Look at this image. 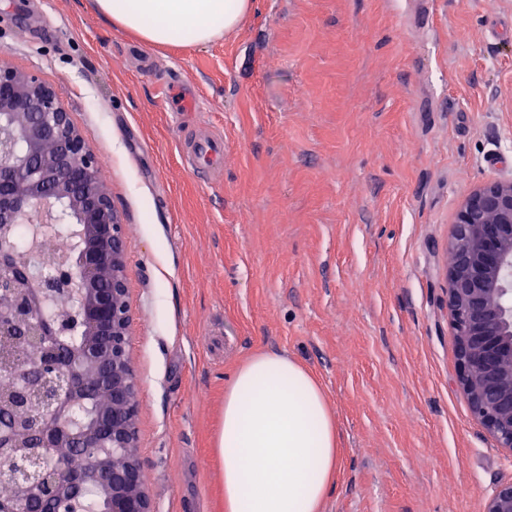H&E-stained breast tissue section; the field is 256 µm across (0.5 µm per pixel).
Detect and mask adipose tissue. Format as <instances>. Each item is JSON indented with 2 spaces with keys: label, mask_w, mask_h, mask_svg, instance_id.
<instances>
[{
  "label": "adipose tissue",
  "mask_w": 512,
  "mask_h": 512,
  "mask_svg": "<svg viewBox=\"0 0 512 512\" xmlns=\"http://www.w3.org/2000/svg\"><path fill=\"white\" fill-rule=\"evenodd\" d=\"M250 0H92L113 27L150 45H205L237 25ZM224 512H322L342 465L336 418L299 362L259 352L224 392L215 442Z\"/></svg>",
  "instance_id": "adipose-tissue-1"
}]
</instances>
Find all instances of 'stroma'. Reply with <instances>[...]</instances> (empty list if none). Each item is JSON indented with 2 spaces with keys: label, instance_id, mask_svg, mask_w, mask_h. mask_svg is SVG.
<instances>
[{
  "label": "stroma",
  "instance_id": "35a3bbf8",
  "mask_svg": "<svg viewBox=\"0 0 512 512\" xmlns=\"http://www.w3.org/2000/svg\"><path fill=\"white\" fill-rule=\"evenodd\" d=\"M126 226L139 446L158 512H224L213 439L254 353L307 367L343 461L322 512H483L512 451L457 379L448 244L512 178V0H252L154 47L90 0H0ZM222 136L223 172L183 160Z\"/></svg>",
  "mask_w": 512,
  "mask_h": 512
}]
</instances>
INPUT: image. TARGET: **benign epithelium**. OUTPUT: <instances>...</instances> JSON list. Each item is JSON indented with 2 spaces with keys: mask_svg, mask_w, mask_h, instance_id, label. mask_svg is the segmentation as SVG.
Segmentation results:
<instances>
[{
  "mask_svg": "<svg viewBox=\"0 0 512 512\" xmlns=\"http://www.w3.org/2000/svg\"><path fill=\"white\" fill-rule=\"evenodd\" d=\"M0 224H30V241L0 238V368L23 379L16 397L36 417L0 431V482L36 486L53 460L56 490L79 496L97 481L105 512H156L139 449L140 383L131 363L132 315L125 224L102 177L99 158L54 89L32 72L0 63ZM81 243L55 255L61 231ZM448 311L460 362L458 385L472 413L512 451V178L473 190L455 219L449 245ZM42 288L34 298L30 283ZM75 300L81 340L61 352L48 339L41 301ZM98 402L87 423L76 408ZM90 448L84 468L67 464ZM484 512H512V485L497 489Z\"/></svg>",
  "mask_w": 512,
  "mask_h": 512,
  "instance_id": "benign-epithelium-1",
  "label": "benign epithelium"
}]
</instances>
